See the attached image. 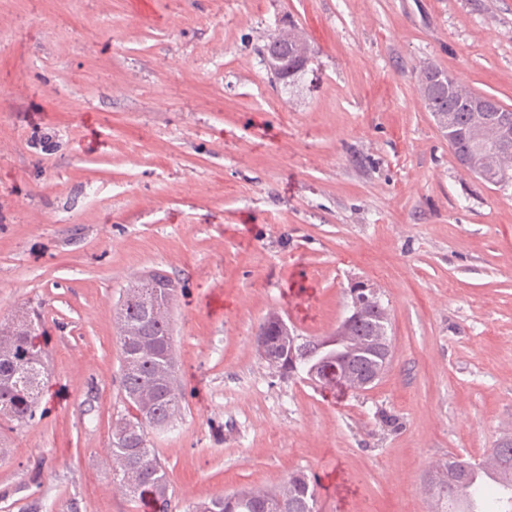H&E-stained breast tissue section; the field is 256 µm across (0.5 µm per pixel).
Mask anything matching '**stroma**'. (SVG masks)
<instances>
[{
    "label": "stroma",
    "mask_w": 512,
    "mask_h": 512,
    "mask_svg": "<svg viewBox=\"0 0 512 512\" xmlns=\"http://www.w3.org/2000/svg\"><path fill=\"white\" fill-rule=\"evenodd\" d=\"M289 23L312 62L285 87L259 50ZM428 61L512 108V0H0V319L48 355L0 424V512H156L108 459L113 312L153 268L181 283L170 512L296 469L319 512H425L434 461L512 437V184L458 164ZM356 282L390 317L371 389L259 359L268 313L327 335Z\"/></svg>",
    "instance_id": "stroma-1"
}]
</instances>
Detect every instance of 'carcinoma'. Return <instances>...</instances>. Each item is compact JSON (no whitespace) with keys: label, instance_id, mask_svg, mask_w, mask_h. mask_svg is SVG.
Wrapping results in <instances>:
<instances>
[{"label":"carcinoma","instance_id":"obj_1","mask_svg":"<svg viewBox=\"0 0 512 512\" xmlns=\"http://www.w3.org/2000/svg\"><path fill=\"white\" fill-rule=\"evenodd\" d=\"M283 44L292 59L311 56V49L296 27L271 35L265 45ZM448 144L458 154L474 147L475 113L465 112L446 97L438 85L422 96ZM178 281L163 270H152L131 282L114 313L120 349V389L131 412L112 427L111 464L117 479L134 500L149 496L158 512H169L171 484L150 434L171 427L181 413L176 380L171 310ZM350 299L364 298V312L351 316L343 333H331L294 344L295 330L279 316H267L259 328L263 344L258 356L283 376L290 375V353L322 375L319 382L340 383L354 390L369 377L380 378L390 364L389 315L378 294L349 289ZM36 324L19 314L11 325L0 323L9 348L0 352V413L26 424L35 416L46 353L34 342ZM494 463L511 482L506 486L476 481L473 473L483 462ZM434 512H455L457 501L477 505L475 512H512V438L507 437L480 459L450 458L432 471L429 480ZM192 512H318L314 481L303 470L288 475L277 491L249 489L214 495L192 506Z\"/></svg>","mask_w":512,"mask_h":512}]
</instances>
